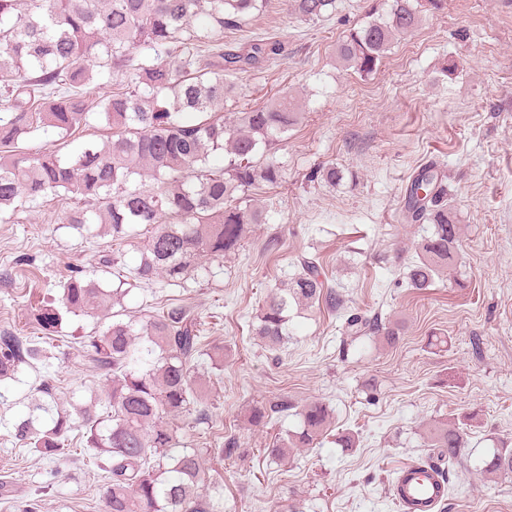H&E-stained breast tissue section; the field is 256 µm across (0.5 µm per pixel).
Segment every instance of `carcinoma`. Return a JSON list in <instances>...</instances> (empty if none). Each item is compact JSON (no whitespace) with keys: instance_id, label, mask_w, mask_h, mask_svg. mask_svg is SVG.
<instances>
[{"instance_id":"obj_1","label":"carcinoma","mask_w":512,"mask_h":512,"mask_svg":"<svg viewBox=\"0 0 512 512\" xmlns=\"http://www.w3.org/2000/svg\"><path fill=\"white\" fill-rule=\"evenodd\" d=\"M266 0H0V223L14 221L18 208L39 198L64 203L60 221L83 233L96 226L123 241L138 225L150 227L139 264L123 277L124 254L112 251L101 265L118 274L109 288L73 267L60 283L59 304L31 309L34 328L60 331L64 315L112 316L97 336L83 341L106 387L103 413L79 410L86 447L105 472L101 512H219L205 490L202 455L218 461L242 456L243 442L229 435L217 448H190L185 428H199L210 410L197 386L206 365L219 370L223 355L203 345L200 323L190 309L171 306L141 329L119 318L126 286L161 277L185 286L203 263L222 262L242 247L247 225L263 223V211L249 192L276 186L283 166L276 157L288 131L298 124L295 99L283 95L268 106L224 113L238 86L224 71H244L280 55V42L257 39L224 47V31H237ZM444 0H392L378 17L369 0L363 26L338 46L342 60L362 76L373 74L392 42L413 33L423 13ZM295 18L315 22L336 12V0H290ZM99 75L97 107L112 137L104 146L86 142L71 159L57 155L54 141L68 142L87 125L79 88ZM49 137L43 146H24L30 135ZM224 157L216 166L214 157ZM404 217L427 223L422 258L407 267L415 289L428 287L457 253L460 226L448 205V186L435 163L421 167L408 184ZM323 303L339 311L344 295L325 285L316 259L302 257L286 286L267 296L253 317V339L270 350L284 340L294 305ZM394 329L378 320L350 316L345 334L353 341ZM45 358L34 339L0 332V382L18 380L21 366ZM42 401L15 425L14 436L47 460L64 450L75 428L69 411L55 406L54 386L34 389ZM295 410L299 429L266 448L280 461L292 448H307L322 436L329 407L283 398L255 405L251 421L268 424L273 415ZM428 446L438 449L435 472L448 480L465 447L454 425L434 427ZM488 474L512 473V448L504 444L484 460Z\"/></svg>"}]
</instances>
